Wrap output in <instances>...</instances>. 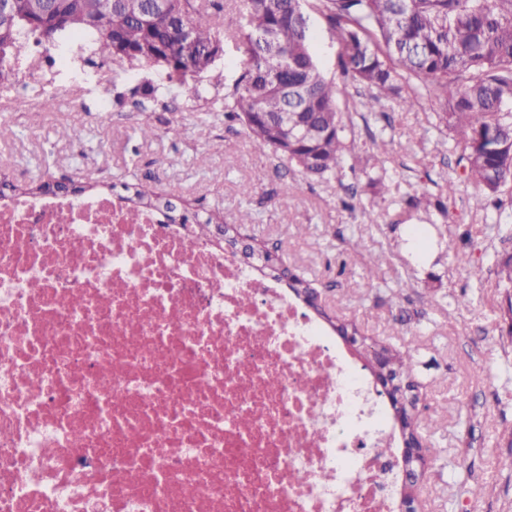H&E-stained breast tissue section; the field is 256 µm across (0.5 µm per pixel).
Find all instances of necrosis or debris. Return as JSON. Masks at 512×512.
I'll return each instance as SVG.
<instances>
[{
    "label": "necrosis or debris",
    "mask_w": 512,
    "mask_h": 512,
    "mask_svg": "<svg viewBox=\"0 0 512 512\" xmlns=\"http://www.w3.org/2000/svg\"><path fill=\"white\" fill-rule=\"evenodd\" d=\"M187 235L118 197L0 208V512H397L359 375Z\"/></svg>",
    "instance_id": "necrosis-or-debris-1"
}]
</instances>
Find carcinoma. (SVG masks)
Masks as SVG:
<instances>
[{
	"label": "carcinoma",
	"instance_id": "carcinoma-1",
	"mask_svg": "<svg viewBox=\"0 0 512 512\" xmlns=\"http://www.w3.org/2000/svg\"><path fill=\"white\" fill-rule=\"evenodd\" d=\"M12 0L0 11V84L10 59L30 44L65 45L72 60L96 65L119 56L168 70L152 103L180 96L188 78L223 51L215 22L224 0ZM242 44L249 63L224 96L225 116L240 121L255 145L288 166L321 179L342 173L346 123L336 106L351 85L369 110L387 100L411 109L424 98L440 123L466 134L459 156L483 200L499 207L512 183V0H319L340 46L341 85L320 66L303 0H245ZM299 128L288 136V113ZM152 192L126 198L129 219ZM386 366L413 377L412 350H388Z\"/></svg>",
	"mask_w": 512,
	"mask_h": 512
}]
</instances>
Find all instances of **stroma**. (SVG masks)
<instances>
[{
    "mask_svg": "<svg viewBox=\"0 0 512 512\" xmlns=\"http://www.w3.org/2000/svg\"><path fill=\"white\" fill-rule=\"evenodd\" d=\"M304 5L320 64L340 79V46L316 0ZM244 14L242 0H224L216 28L224 53L188 80L175 111L134 108L140 78L167 85L160 66L134 70L114 57L78 80L55 73L51 111L11 70L7 86L26 106L0 110V177L96 181L108 197L143 182L175 203L220 212L229 225L251 211L244 237L278 244L281 266L314 280L326 308L363 335L414 349L418 432L437 451L415 488L422 512H512V312L495 265L496 256L512 254V209L482 207L457 164L465 135L446 130L427 104L408 111L387 102L374 114L358 96L339 98L355 151L342 175L327 180L286 170L257 149L221 103L244 67ZM143 122L154 136L140 137ZM174 123L176 138L166 133ZM379 132L391 149L378 156L370 137ZM451 177L457 191L442 208L410 205L420 186L436 197ZM415 224L426 230L424 243L410 234ZM476 267L478 280L469 275ZM476 485L482 496L471 495Z\"/></svg>",
    "mask_w": 512,
    "mask_h": 512,
    "instance_id": "35a3bbf8",
    "label": "stroma"
}]
</instances>
